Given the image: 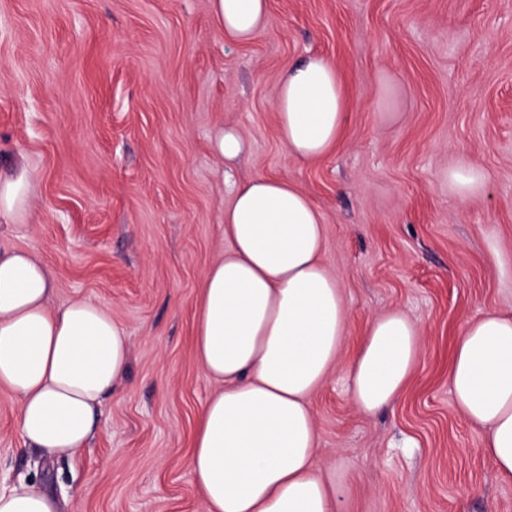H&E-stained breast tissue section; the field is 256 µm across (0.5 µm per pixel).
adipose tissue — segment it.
Here are the masks:
<instances>
[{"label":"adipose tissue","mask_w":512,"mask_h":512,"mask_svg":"<svg viewBox=\"0 0 512 512\" xmlns=\"http://www.w3.org/2000/svg\"><path fill=\"white\" fill-rule=\"evenodd\" d=\"M210 9L218 30L246 43L265 27L268 0H210ZM274 107L279 137L297 158L317 160L342 138L348 99L327 57L286 65ZM31 181L25 169L0 179V217L29 209ZM325 236L319 208L285 178L254 177L224 207L226 246L204 272L195 307L199 366L222 385L198 417L189 458L205 512H336L309 404L338 366L347 320L322 260ZM55 288L37 251L0 252V390L18 400L24 443L64 457L86 448L131 347L109 309L89 299L53 305ZM421 341L403 310L369 321L350 368L358 412L399 400ZM448 380L458 408L486 433L485 455L512 478V312L468 323ZM0 512H59V504L22 481L0 491Z\"/></svg>","instance_id":"adipose-tissue-1"}]
</instances>
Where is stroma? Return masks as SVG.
<instances>
[{
	"label": "stroma",
	"mask_w": 512,
	"mask_h": 512,
	"mask_svg": "<svg viewBox=\"0 0 512 512\" xmlns=\"http://www.w3.org/2000/svg\"><path fill=\"white\" fill-rule=\"evenodd\" d=\"M310 54L352 96L342 141L313 162L288 153L273 106L284 64ZM223 123L250 143L226 166L209 147ZM20 165L31 208L0 217V251L37 250L53 304L108 308L132 357L69 459L25 446L0 391V486L40 484L63 512H204L188 460L217 385L194 306L233 185L267 175L321 210L347 304L340 366L311 398L337 512H512V479L448 382L466 323L512 308V0H269L247 44L210 0H0V174ZM463 165L485 173L466 198L448 181ZM396 307L422 353L400 401L365 416L349 367Z\"/></svg>",
	"instance_id": "1"
}]
</instances>
